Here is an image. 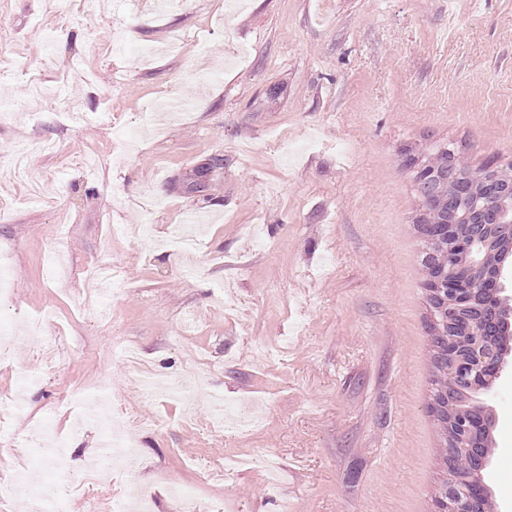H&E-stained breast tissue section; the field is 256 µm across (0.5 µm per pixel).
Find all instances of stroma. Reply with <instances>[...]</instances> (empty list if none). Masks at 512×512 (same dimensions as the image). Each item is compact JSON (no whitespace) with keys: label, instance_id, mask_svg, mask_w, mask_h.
Masks as SVG:
<instances>
[{"label":"stroma","instance_id":"stroma-1","mask_svg":"<svg viewBox=\"0 0 512 512\" xmlns=\"http://www.w3.org/2000/svg\"><path fill=\"white\" fill-rule=\"evenodd\" d=\"M227 3L0 0V402L26 389L0 412V469L40 472L47 498L82 486L98 512L131 481L179 512L162 472L213 512H432L446 470L404 155L450 144L512 170V0ZM158 102L178 109L154 126ZM193 211V247L172 243ZM94 262L125 280L105 319L79 307ZM40 314L71 320L38 347ZM189 348L206 366L186 423L145 384L191 375ZM91 392L137 426L134 470L99 478L101 437L75 426ZM486 403L483 480L512 512V369Z\"/></svg>","mask_w":512,"mask_h":512}]
</instances>
